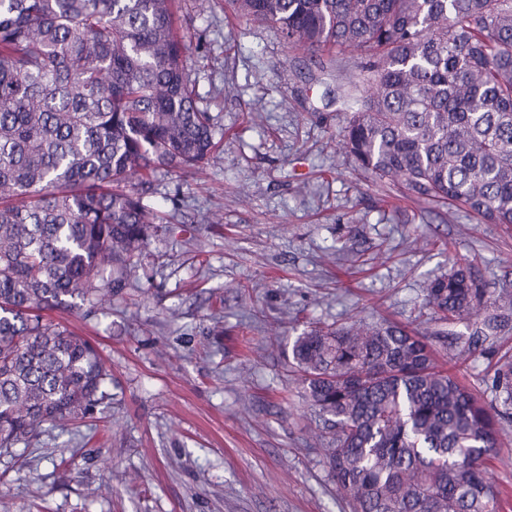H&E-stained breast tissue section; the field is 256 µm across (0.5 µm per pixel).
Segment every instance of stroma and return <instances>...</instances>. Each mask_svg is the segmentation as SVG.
Returning <instances> with one entry per match:
<instances>
[{"mask_svg": "<svg viewBox=\"0 0 512 512\" xmlns=\"http://www.w3.org/2000/svg\"><path fill=\"white\" fill-rule=\"evenodd\" d=\"M179 14L215 150L147 189L165 223L139 289L54 312L111 369L112 399L0 458V512H346L312 447L294 336L371 314L433 327L425 288L452 256L512 288V225L395 192L339 152L351 110L325 93L347 86L355 50L324 70L228 0H180ZM510 365L512 324L459 377L497 407Z\"/></svg>", "mask_w": 512, "mask_h": 512, "instance_id": "1", "label": "stroma"}]
</instances>
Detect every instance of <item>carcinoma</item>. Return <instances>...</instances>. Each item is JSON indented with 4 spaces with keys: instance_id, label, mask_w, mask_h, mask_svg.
Listing matches in <instances>:
<instances>
[{
    "instance_id": "obj_1",
    "label": "carcinoma",
    "mask_w": 512,
    "mask_h": 512,
    "mask_svg": "<svg viewBox=\"0 0 512 512\" xmlns=\"http://www.w3.org/2000/svg\"><path fill=\"white\" fill-rule=\"evenodd\" d=\"M288 45L360 52L341 147L370 176L512 225V0H231ZM175 0H0V456L111 400L93 344L44 312H94L138 287L164 217L142 184L213 153L183 71ZM455 353L504 326L512 294L468 262L426 288ZM429 335V336H431ZM385 318L294 337L304 400L349 512H503L485 460L502 414ZM494 386L512 406V366Z\"/></svg>"
}]
</instances>
